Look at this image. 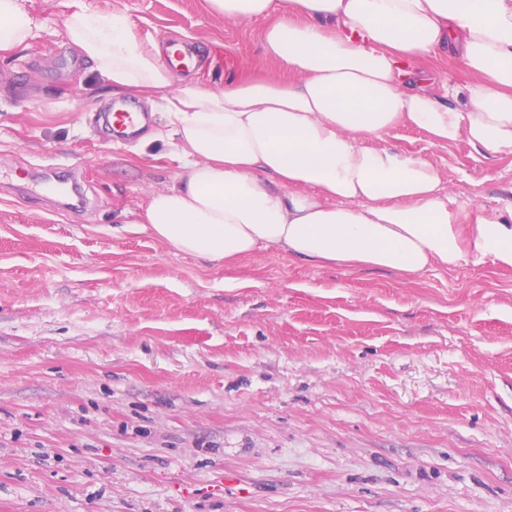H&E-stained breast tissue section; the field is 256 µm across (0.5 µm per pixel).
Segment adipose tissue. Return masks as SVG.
Masks as SVG:
<instances>
[{
  "mask_svg": "<svg viewBox=\"0 0 512 512\" xmlns=\"http://www.w3.org/2000/svg\"><path fill=\"white\" fill-rule=\"evenodd\" d=\"M225 20L266 19L281 74L213 90L177 80L127 17L84 9L65 36L113 92L160 101L180 170L150 195L144 228L176 252L231 262L277 248L312 263L417 274L466 257L512 268V207L476 223L435 168L384 138L401 124L512 156V0H208ZM38 28L0 0V52ZM458 57L464 92L407 68Z\"/></svg>",
  "mask_w": 512,
  "mask_h": 512,
  "instance_id": "1",
  "label": "adipose tissue"
}]
</instances>
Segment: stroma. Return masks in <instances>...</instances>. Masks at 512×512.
I'll list each match as a JSON object with an SVG mask.
<instances>
[{
    "label": "stroma",
    "mask_w": 512,
    "mask_h": 512,
    "mask_svg": "<svg viewBox=\"0 0 512 512\" xmlns=\"http://www.w3.org/2000/svg\"><path fill=\"white\" fill-rule=\"evenodd\" d=\"M0 54V512H512V268L416 275L273 249L231 264L139 225L167 143L98 133L111 90L68 44L76 9L191 46L211 89L277 74L263 21L207 0H26ZM468 223L512 206V156L402 126ZM79 166L83 212L15 172ZM37 31L25 0H0V52L26 47Z\"/></svg>",
    "instance_id": "obj_1"
}]
</instances>
